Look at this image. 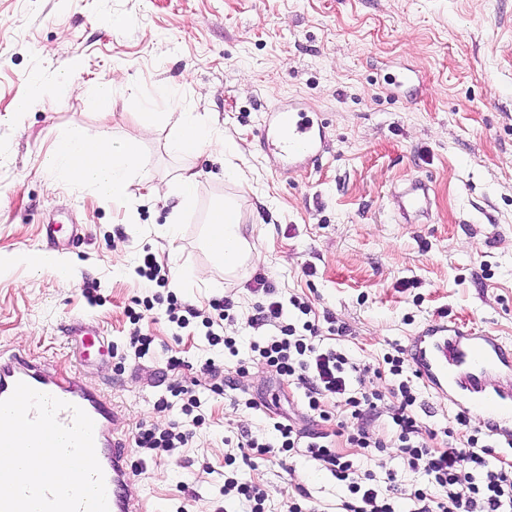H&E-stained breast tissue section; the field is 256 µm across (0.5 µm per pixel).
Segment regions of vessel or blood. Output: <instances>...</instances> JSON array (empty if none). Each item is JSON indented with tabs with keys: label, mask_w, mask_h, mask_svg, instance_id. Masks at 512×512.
<instances>
[{
	"label": "vessel or blood",
	"mask_w": 512,
	"mask_h": 512,
	"mask_svg": "<svg viewBox=\"0 0 512 512\" xmlns=\"http://www.w3.org/2000/svg\"><path fill=\"white\" fill-rule=\"evenodd\" d=\"M261 143L270 157L292 170L318 163L327 148L325 130L315 129L303 104L294 99L287 106L267 112ZM429 199L428 185L411 181L399 197V211L407 216L420 215L426 211ZM410 350L435 394L447 398L460 412L481 420L499 440L512 442V385L489 381L493 375H512V348L494 336L437 325L413 337ZM20 382L67 402V409L57 415L61 424L72 423L71 409L75 406L93 420L108 512H142L141 505L126 492L130 480L127 452L113 428L114 408L78 381L60 379L23 355L0 357V400L10 397Z\"/></svg>",
	"instance_id": "b4317fda"
}]
</instances>
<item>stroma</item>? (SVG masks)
Returning a JSON list of instances; mask_svg holds the SVG:
<instances>
[{"label":"stroma","mask_w":512,"mask_h":512,"mask_svg":"<svg viewBox=\"0 0 512 512\" xmlns=\"http://www.w3.org/2000/svg\"><path fill=\"white\" fill-rule=\"evenodd\" d=\"M77 62L72 89L57 90L58 72ZM103 91L105 115L93 105ZM27 96L33 108L11 121ZM292 97L324 123L329 148L290 171L260 135L264 112ZM146 111L157 115L148 136ZM186 115L209 124L224 152L173 151ZM70 133L137 145L142 174L124 198L103 200L43 167ZM185 167L198 174L187 207L173 191ZM415 179L431 186L429 213L405 220L396 194ZM224 198L262 258L233 277L203 245ZM176 211L172 241L164 226ZM51 220L81 227L82 242L48 247L40 229ZM45 251L71 265L70 287L31 267ZM148 253L168 269V290L201 314L214 298L233 301L224 326L238 357L208 344L200 317L180 328L158 304L130 319L149 294L132 273ZM0 256V352L47 362L112 400L135 467L127 492L144 512H250L225 493L230 476L264 489L266 512H288L301 489L313 512H342L345 486L303 455L228 463L241 431L266 436L295 414L307 430L334 433L344 414L331 399L332 421L307 415L295 381L251 361V343L274 329L248 326L259 300L250 285L265 275L282 302L333 315L346 332L324 344L369 365V389L388 384L373 369L391 344L434 324L512 346V0H0ZM190 269L201 278H183ZM79 321L100 331L87 356L70 333ZM135 332L153 337L149 355L130 347ZM172 355L185 367H170ZM208 359L216 371L204 370ZM188 384L205 400L203 426L185 447L142 461L139 425L178 419L154 404Z\"/></svg>","instance_id":"stroma-1"}]
</instances>
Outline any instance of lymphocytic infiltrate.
<instances>
[{"instance_id": "1", "label": "lymphocytic infiltrate", "mask_w": 512, "mask_h": 512, "mask_svg": "<svg viewBox=\"0 0 512 512\" xmlns=\"http://www.w3.org/2000/svg\"><path fill=\"white\" fill-rule=\"evenodd\" d=\"M138 275L146 285L157 286L152 297L143 299L145 310L166 303L170 322L186 327L197 317L195 308L183 304L174 293L166 292L169 281L153 255H146ZM265 299L251 318L254 325H268L277 333L253 343L255 360L272 368L281 377L298 381L304 391L307 411L328 419L324 408L327 399L343 403L347 415L336 423V434L353 447L377 455L390 483L381 490L372 473L360 472L354 460L342 456L335 448L333 436L323 432L306 433L293 419L274 422V438L242 434L237 443L243 465L255 467L259 460L276 454L303 453L345 485L350 493L343 501V512H396L394 495L406 496L415 505L414 512H512V469L492 463L495 444L482 427L472 425L463 413H456L451 424L441 429L424 426L419 418V392L414 384L420 372L405 347L392 344L383 356L390 380L387 390L354 387L364 365L334 348L323 347L320 329L309 318L308 303L293 301L302 323L290 321L282 303L275 299L274 288L263 286ZM383 422L384 432L376 433L371 423ZM194 433L179 421L167 429L139 427L135 445L151 455L156 450L171 451L184 447ZM442 447H433V440ZM400 459L404 468L423 473L427 487H404L390 463Z\"/></svg>"}]
</instances>
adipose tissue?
Returning <instances> with one entry per match:
<instances>
[{
    "instance_id": "adipose-tissue-1",
    "label": "adipose tissue",
    "mask_w": 512,
    "mask_h": 512,
    "mask_svg": "<svg viewBox=\"0 0 512 512\" xmlns=\"http://www.w3.org/2000/svg\"><path fill=\"white\" fill-rule=\"evenodd\" d=\"M142 164L134 143L114 138L92 141L67 137L57 141L43 158L45 168H64L74 183L93 188L106 200L123 198L131 180L140 174ZM205 241L225 273H236L256 259L252 246L241 234L240 213L232 201L214 205Z\"/></svg>"
}]
</instances>
